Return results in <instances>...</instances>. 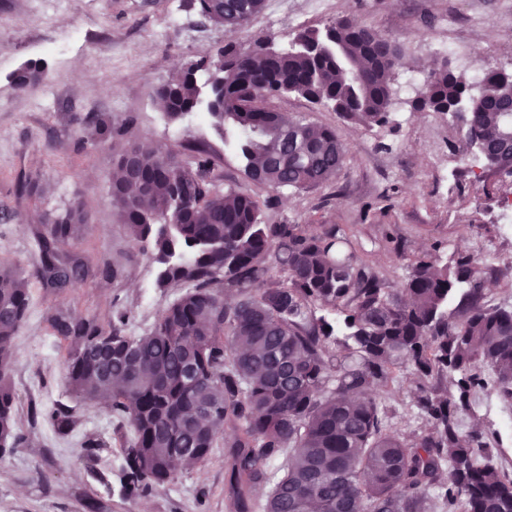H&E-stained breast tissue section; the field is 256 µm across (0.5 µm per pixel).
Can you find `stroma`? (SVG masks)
Masks as SVG:
<instances>
[{
  "instance_id": "35a3bbf8",
  "label": "stroma",
  "mask_w": 512,
  "mask_h": 512,
  "mask_svg": "<svg viewBox=\"0 0 512 512\" xmlns=\"http://www.w3.org/2000/svg\"><path fill=\"white\" fill-rule=\"evenodd\" d=\"M347 15L399 42L405 59L394 84L386 125L366 127L331 108L290 95L270 108L296 120L335 129L346 147L334 178L308 190H282L265 208L269 224H329L346 230L358 254L390 287L404 283L411 260L425 252H462L504 271L489 295L512 305V239L498 213L512 178L488 167L472 170L475 154L461 122L413 107L418 89L405 77L426 76V63L444 59L440 42L467 44L475 64L512 69V0H265L241 31L205 21L190 0H0V262L14 265L30 294L27 317L14 338L10 381L14 421L28 442L0 458V512H231L229 464L224 446L180 470L141 497L122 483V448L131 426H118L109 407L86 403L68 391L64 343L52 336L46 316L65 306L108 321L128 317L139 336L150 331L180 296L157 285L158 267L148 245L135 242L112 203L115 160L132 143L174 150L193 165L196 149L208 151V174L217 189H250L234 146L203 112L168 121L156 89L178 68L229 43L249 47L272 40L286 47L298 27L320 28ZM42 61L47 76L21 90L12 73ZM95 114L112 127L100 145L80 132L76 117ZM81 203L88 222L77 239L61 244L91 259L87 273L64 292L45 288L35 274L45 220ZM117 270L116 278L104 270ZM411 369H401L382 400L389 432L410 437L429 430L414 407ZM71 409L73 428L59 433L43 417L57 404ZM506 404L494 389L480 392L460 429L481 425L495 459L512 474V428L502 425Z\"/></svg>"
}]
</instances>
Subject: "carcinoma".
<instances>
[{
    "label": "carcinoma",
    "instance_id": "obj_1",
    "mask_svg": "<svg viewBox=\"0 0 512 512\" xmlns=\"http://www.w3.org/2000/svg\"><path fill=\"white\" fill-rule=\"evenodd\" d=\"M205 19L243 29L264 0H194ZM396 41L342 16L321 29H301L285 49L232 44L189 63L157 91L172 123L206 105L229 134L245 177L255 187L303 190L336 175L345 146L336 132L288 120L260 105L294 95L331 107L364 126L388 122L392 84L401 67ZM471 94L448 64L425 78L413 107L463 117L466 137L486 165L509 162L512 73L484 68ZM46 77L29 62L14 73L26 89ZM212 161L198 151L195 167L172 150L131 145L121 155L111 195L136 241L149 240L158 285L186 291L154 329L126 333L116 312L108 324L66 308L52 310L53 336L68 343V387L77 398L107 399L133 436L124 448L123 484L140 495L173 479L174 461L201 464L229 429V489L235 512H252L254 488L269 461L288 452L284 475L264 512H512V478L492 462L480 429L464 434L460 415L495 374L512 401V308L489 300L487 273L469 255L441 264L414 257L402 300L366 267L335 224L310 231L266 224L262 200L249 191L217 190ZM86 214L73 203L48 222L37 276L62 291L85 261L57 246L79 235ZM284 279L278 280L274 270ZM29 305L16 269L0 265V441L27 442L13 420L9 374L14 336ZM341 318L342 346L316 309ZM417 377L415 406L431 431L412 441L386 429L379 391L401 366ZM45 418L72 425L59 404Z\"/></svg>",
    "mask_w": 512,
    "mask_h": 512
}]
</instances>
